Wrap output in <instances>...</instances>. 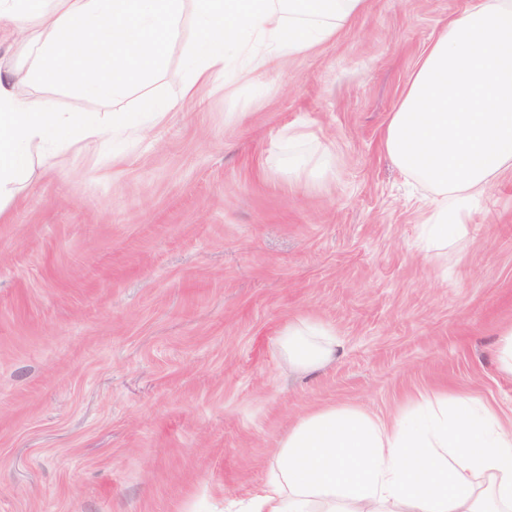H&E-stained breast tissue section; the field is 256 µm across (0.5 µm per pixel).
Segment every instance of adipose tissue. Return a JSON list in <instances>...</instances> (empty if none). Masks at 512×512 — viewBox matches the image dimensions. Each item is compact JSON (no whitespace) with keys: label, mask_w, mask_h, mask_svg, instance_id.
<instances>
[{"label":"adipose tissue","mask_w":512,"mask_h":512,"mask_svg":"<svg viewBox=\"0 0 512 512\" xmlns=\"http://www.w3.org/2000/svg\"><path fill=\"white\" fill-rule=\"evenodd\" d=\"M186 0H0V41L20 48L0 70V202L26 179L35 156L137 127L113 113L75 123L29 85L79 91L103 104L124 97L162 66L183 24ZM198 31L179 95L224 77L228 59L251 74L332 40L368 0H193ZM385 148L431 187L426 251L468 233L460 202L512 169V0H470L422 57L391 113ZM335 330L289 321L279 347L292 372L336 358ZM242 512H512V422L475 397L422 395L391 418L329 405L296 420L279 441L261 486Z\"/></svg>","instance_id":"obj_1"}]
</instances>
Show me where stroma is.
Wrapping results in <instances>:
<instances>
[{
    "label": "stroma",
    "instance_id": "1",
    "mask_svg": "<svg viewBox=\"0 0 512 512\" xmlns=\"http://www.w3.org/2000/svg\"><path fill=\"white\" fill-rule=\"evenodd\" d=\"M468 5L369 0L332 41L265 74L235 60L181 99L189 12L162 77L117 107L28 88L106 126L143 120L146 91L173 107L146 135L55 149L0 216V512H236L288 427L330 404L387 418L445 390L512 419V170L434 259V194L384 147ZM294 129L310 139L289 145ZM301 316L342 341L311 375L279 350Z\"/></svg>",
    "mask_w": 512,
    "mask_h": 512
}]
</instances>
